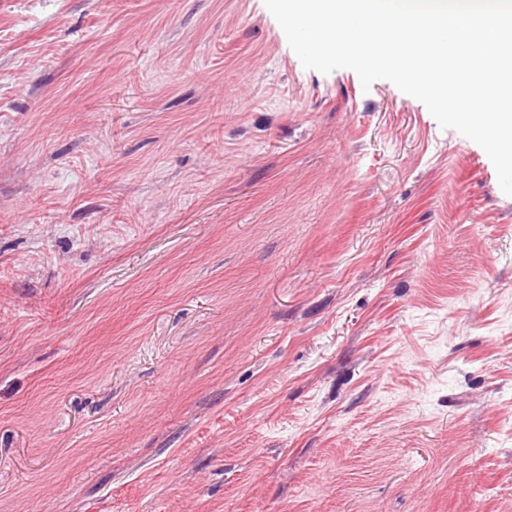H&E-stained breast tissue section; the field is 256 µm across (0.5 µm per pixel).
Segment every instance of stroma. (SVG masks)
Returning a JSON list of instances; mask_svg holds the SVG:
<instances>
[{
	"label": "stroma",
	"mask_w": 512,
	"mask_h": 512,
	"mask_svg": "<svg viewBox=\"0 0 512 512\" xmlns=\"http://www.w3.org/2000/svg\"><path fill=\"white\" fill-rule=\"evenodd\" d=\"M0 512H512V197L264 0H0Z\"/></svg>",
	"instance_id": "stroma-1"
}]
</instances>
